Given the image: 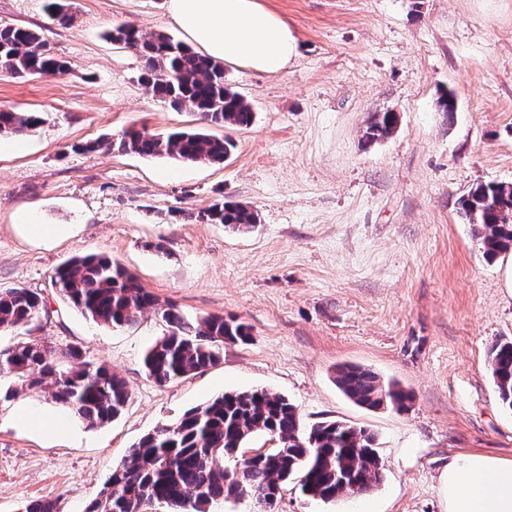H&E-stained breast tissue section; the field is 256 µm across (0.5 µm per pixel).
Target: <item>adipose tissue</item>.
Returning <instances> with one entry per match:
<instances>
[{"mask_svg":"<svg viewBox=\"0 0 512 512\" xmlns=\"http://www.w3.org/2000/svg\"><path fill=\"white\" fill-rule=\"evenodd\" d=\"M167 13L191 47L219 61L278 73L297 54L287 23L259 0H167ZM439 484L446 512H512V463L459 455Z\"/></svg>","mask_w":512,"mask_h":512,"instance_id":"obj_1","label":"adipose tissue"}]
</instances>
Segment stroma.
Returning <instances> with one entry per match:
<instances>
[{"mask_svg":"<svg viewBox=\"0 0 512 512\" xmlns=\"http://www.w3.org/2000/svg\"><path fill=\"white\" fill-rule=\"evenodd\" d=\"M69 2L62 25L48 0H0V23L42 32L69 66L0 75V108L42 118L21 145L0 136V289L25 287L47 304L29 331L0 332V350L31 338L79 345L125 378L130 400L111 423L65 436L0 420V512L41 499L84 512L142 436L227 391L271 390L304 425L336 420L377 436L385 471L373 492L324 504L289 483L275 512H445L439 476L454 456L512 462V412L488 365L492 343L512 338V251L486 260L459 212L476 185L512 183V0H260L287 21L298 54L276 74L225 65L255 120L212 127L236 143L221 164L74 151L202 121L153 98L139 56L106 37L121 25L177 35L165 0ZM448 90L451 115L437 109ZM386 111L395 132L367 142L373 114ZM221 198L252 207L256 228L199 221ZM22 209L75 233L38 246L12 224ZM91 254L187 315L244 324L249 341L155 383L143 367L163 334L153 314L100 326L51 284L57 267ZM342 363L413 391L410 408L357 406L334 382Z\"/></svg>","mask_w":512,"mask_h":512,"instance_id":"35a3bbf8","label":"stroma"}]
</instances>
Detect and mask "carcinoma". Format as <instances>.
<instances>
[{
  "label": "carcinoma",
  "mask_w": 512,
  "mask_h": 512,
  "mask_svg": "<svg viewBox=\"0 0 512 512\" xmlns=\"http://www.w3.org/2000/svg\"><path fill=\"white\" fill-rule=\"evenodd\" d=\"M115 43L139 53L140 83L175 110L189 109L209 125L244 128L253 112L246 99L224 81L221 62L203 56L165 32L143 33L122 25L108 33ZM67 62L32 29L0 25V75L25 78L63 75ZM39 122L34 114L0 109V135L21 136ZM391 112L375 114L366 128L368 141L385 139L396 128ZM110 147L121 153L191 163H222L234 141L201 129L167 136L128 131ZM460 213L473 227L480 249L491 260L512 250V184H480L459 200ZM208 223L250 232L258 214L238 202L215 203L198 213ZM53 284L83 315L106 327L128 326L147 312L166 324L167 334L146 353L150 378L164 385L216 364L226 342H245L246 327L222 316L190 318L163 304L138 277L106 255L74 258L56 270ZM46 311L44 298L28 288L0 290V328L30 326ZM492 376L505 408L512 411V339L496 341L489 351ZM12 381L3 399L20 387H40L90 427L104 426L124 411L125 380L105 364L83 359L77 346L48 350L27 341L0 350V378ZM336 387L366 409L405 411L413 393L385 382L369 368H336ZM264 434L277 443L263 455L242 450ZM370 430L346 422H322L306 431L296 406L265 390L226 392L194 406L176 421L143 436L112 473L85 512H141L161 503L172 512H210L213 503L242 495L278 496L282 485L297 480L303 494L323 502L344 492H372L385 464Z\"/></svg>",
  "instance_id": "1"
}]
</instances>
